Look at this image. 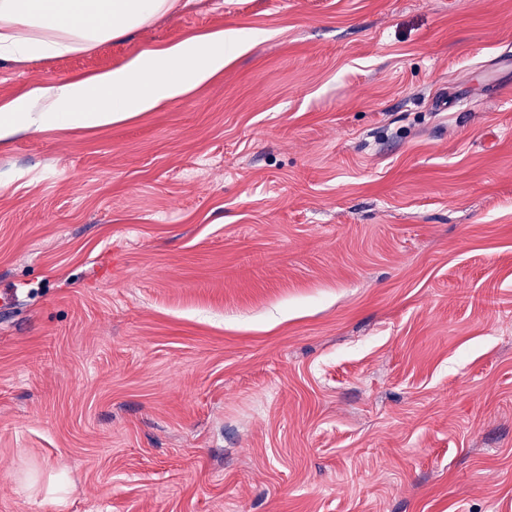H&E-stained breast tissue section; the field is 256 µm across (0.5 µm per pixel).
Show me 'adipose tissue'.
I'll return each mask as SVG.
<instances>
[{"mask_svg":"<svg viewBox=\"0 0 512 512\" xmlns=\"http://www.w3.org/2000/svg\"><path fill=\"white\" fill-rule=\"evenodd\" d=\"M180 0H0V61L69 55L124 37ZM233 31L147 49L86 79L31 87L0 105V144L23 131L102 128L183 97L239 50Z\"/></svg>","mask_w":512,"mask_h":512,"instance_id":"obj_1","label":"adipose tissue"}]
</instances>
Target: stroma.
I'll list each match as a JSON object with an SVG mask.
<instances>
[{
    "mask_svg": "<svg viewBox=\"0 0 512 512\" xmlns=\"http://www.w3.org/2000/svg\"><path fill=\"white\" fill-rule=\"evenodd\" d=\"M220 74L0 149V512H512V0H187Z\"/></svg>",
    "mask_w": 512,
    "mask_h": 512,
    "instance_id": "obj_1",
    "label": "stroma"
}]
</instances>
